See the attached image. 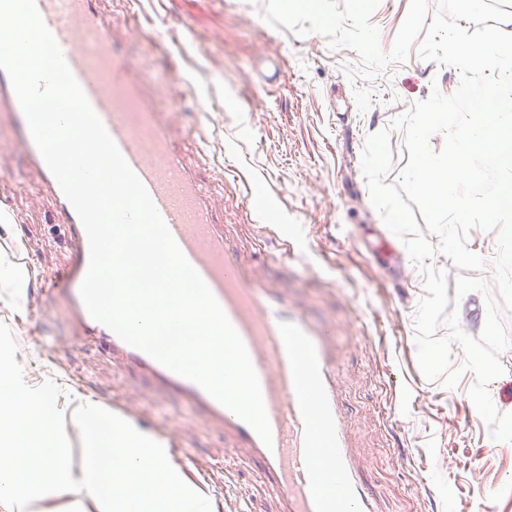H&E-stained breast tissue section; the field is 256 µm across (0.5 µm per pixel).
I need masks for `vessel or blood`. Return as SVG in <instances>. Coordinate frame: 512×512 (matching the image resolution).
Here are the masks:
<instances>
[{
    "instance_id": "vessel-or-blood-1",
    "label": "vessel or blood",
    "mask_w": 512,
    "mask_h": 512,
    "mask_svg": "<svg viewBox=\"0 0 512 512\" xmlns=\"http://www.w3.org/2000/svg\"><path fill=\"white\" fill-rule=\"evenodd\" d=\"M48 29L87 99L124 158L150 193L180 249L242 338L259 378L272 430L271 444L196 383L170 371L93 320L80 297L89 264L85 230L30 134L25 116L0 70V110L17 145L54 195L75 253L66 293L87 337L110 347L169 389L220 420L262 463L285 512H378L350 448L336 392V366L327 353L335 326H311L277 296L247 282L224 238L210 194L184 166L157 111L133 79L134 62L109 35L95 0H36Z\"/></svg>"
}]
</instances>
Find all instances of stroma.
<instances>
[{
  "label": "stroma",
  "mask_w": 512,
  "mask_h": 512,
  "mask_svg": "<svg viewBox=\"0 0 512 512\" xmlns=\"http://www.w3.org/2000/svg\"><path fill=\"white\" fill-rule=\"evenodd\" d=\"M409 3L381 0L371 15L383 51ZM97 10L131 47L141 86L209 187L244 279L311 325L335 324L328 350L350 445L380 512H474L480 487L494 512H512V442L491 439L468 395L472 372L452 389L422 375L423 279L405 246L373 251L384 224L360 166L366 137L388 130L395 182L409 153L394 120L432 88L453 94L458 71L414 54L350 81L342 66L355 51L280 32L251 0H97ZM176 75L184 82L169 103L162 91ZM1 210L10 221L0 223V357L24 356L32 387L57 381L51 398L63 413L84 397L128 404L153 434L175 426L215 512H281L275 485L223 422L85 337L63 290L73 246L56 201L0 114Z\"/></svg>",
  "instance_id": "1"
}]
</instances>
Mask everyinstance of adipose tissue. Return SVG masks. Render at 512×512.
<instances>
[{"instance_id":"1","label":"adipose tissue","mask_w":512,"mask_h":512,"mask_svg":"<svg viewBox=\"0 0 512 512\" xmlns=\"http://www.w3.org/2000/svg\"><path fill=\"white\" fill-rule=\"evenodd\" d=\"M98 403L78 401L60 414L45 387L0 370V512H177L173 500L153 495L156 486L176 487L179 471L170 461L142 469L129 465L126 447L151 436L131 420L108 425ZM80 427L93 443L79 468L68 463L67 424Z\"/></svg>"}]
</instances>
